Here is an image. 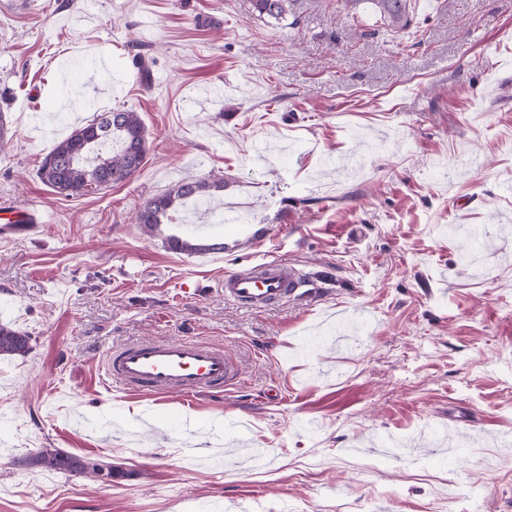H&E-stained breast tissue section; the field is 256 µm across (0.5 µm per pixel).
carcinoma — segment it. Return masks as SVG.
Masks as SVG:
<instances>
[{
	"mask_svg": "<svg viewBox=\"0 0 512 512\" xmlns=\"http://www.w3.org/2000/svg\"><path fill=\"white\" fill-rule=\"evenodd\" d=\"M295 0H249L252 12L260 17L283 20L292 10ZM347 11L369 3L393 31L399 32L409 23L408 5L411 0H341ZM119 148L102 153L100 148L111 142ZM147 155V134L144 122L133 109L113 110L96 114L87 123L75 129L56 144L38 170L43 184L66 199L80 197L115 184H121L135 175ZM224 192V179L211 175L184 181L163 195L145 199L134 219L144 232L153 234L168 219L171 211L188 200L199 203ZM169 249L188 253L213 250L209 244L190 242L178 236H168ZM31 337L0 325V355H25L30 351ZM32 464H49L61 470H71L66 454L56 450L26 459Z\"/></svg>",
	"mask_w": 512,
	"mask_h": 512,
	"instance_id": "1",
	"label": "carcinoma"
}]
</instances>
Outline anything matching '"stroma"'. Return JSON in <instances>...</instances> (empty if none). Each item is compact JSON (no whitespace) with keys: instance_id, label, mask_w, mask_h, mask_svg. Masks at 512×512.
Here are the masks:
<instances>
[{"instance_id":"35a3bbf8","label":"stroma","mask_w":512,"mask_h":512,"mask_svg":"<svg viewBox=\"0 0 512 512\" xmlns=\"http://www.w3.org/2000/svg\"><path fill=\"white\" fill-rule=\"evenodd\" d=\"M293 13L0 0V207L40 222L0 238V324L31 338L0 357V512H512V0H412L398 33L365 4ZM126 108L148 138L130 182L66 199L40 181L75 126ZM210 173L212 212L135 224ZM183 224L223 228V253L169 250ZM270 260L312 296L225 300V272ZM182 336L223 345L241 381L173 433L154 420L177 399L113 390L104 358ZM46 448L112 474L22 465ZM223 192V178L208 175L192 181H184L163 195L145 199L138 207L134 219L144 232L154 234L159 231L161 224H167L164 221H167L169 213L175 210L180 203L188 199L207 203L208 200L210 201Z\"/></svg>"}]
</instances>
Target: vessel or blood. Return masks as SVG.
<instances>
[{
    "instance_id": "vessel-or-blood-1",
    "label": "vessel or blood",
    "mask_w": 512,
    "mask_h": 512,
    "mask_svg": "<svg viewBox=\"0 0 512 512\" xmlns=\"http://www.w3.org/2000/svg\"><path fill=\"white\" fill-rule=\"evenodd\" d=\"M37 218L27 208L0 213V235L17 229L32 232ZM302 274L288 263L272 260L225 273V300L253 309L288 302L301 295ZM113 385L131 394L174 397L192 404L201 394L236 384L240 373L221 345L192 337L145 338L113 348L106 363Z\"/></svg>"
}]
</instances>
